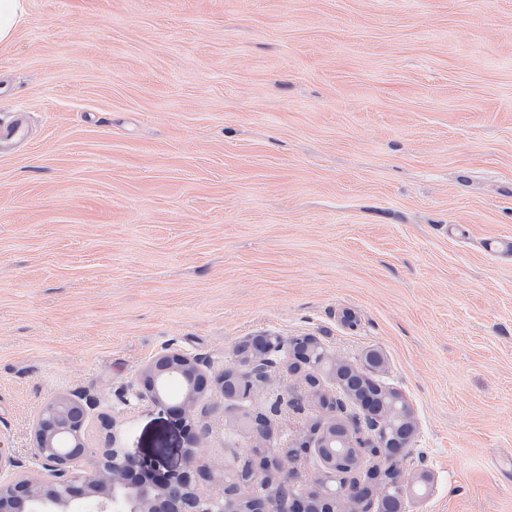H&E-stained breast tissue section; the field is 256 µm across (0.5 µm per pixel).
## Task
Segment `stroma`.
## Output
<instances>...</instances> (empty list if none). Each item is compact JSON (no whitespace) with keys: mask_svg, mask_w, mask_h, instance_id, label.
<instances>
[{"mask_svg":"<svg viewBox=\"0 0 512 512\" xmlns=\"http://www.w3.org/2000/svg\"><path fill=\"white\" fill-rule=\"evenodd\" d=\"M0 456L30 475L56 396L88 441L221 475L250 445L211 388L182 423L136 396L165 350L209 377L312 336L415 415L411 512H512V0H27L0 46ZM280 360L271 444L367 428Z\"/></svg>","mask_w":512,"mask_h":512,"instance_id":"35a3bbf8","label":"stroma"}]
</instances>
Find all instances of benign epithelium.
<instances>
[{"label":"benign epithelium","instance_id":"benign-epithelium-1","mask_svg":"<svg viewBox=\"0 0 512 512\" xmlns=\"http://www.w3.org/2000/svg\"><path fill=\"white\" fill-rule=\"evenodd\" d=\"M257 350L249 358L246 369L233 366L224 374L237 378L235 397L246 402L230 421V430L251 438L248 469L256 489L276 479L296 486L293 457L298 449L279 451L268 445L265 418L253 411L256 388L267 376L271 356L288 349L295 366L292 372L304 377L310 389L319 384L322 373L336 374L338 369L371 376L385 370L387 359L378 349L366 351L358 364L338 358L313 336H295L283 342L279 336H257ZM177 380L181 397L171 402L168 384ZM139 397H148L186 421L194 407L203 399L206 378L196 362L174 350L155 357L139 378ZM388 403L373 409L369 424L372 434H362L357 425L338 421L327 428H314L311 444L320 460V469L311 478L319 486V494L330 512H372L374 498L360 494L363 486H378L380 493L395 498V512H407V493L425 491L431 474L425 470H408L400 465L401 449L411 445L390 440L401 421L413 425V413L404 396L386 390ZM89 414L87 405L66 396L52 398L40 412L34 426L35 453L46 476L42 479L24 477L0 481V512H237V502L229 483L238 468L224 469L221 483L211 491L197 487L198 477L191 468L168 469L164 459H141L112 438L110 448H92L87 440ZM340 430L348 447L355 449L353 467L343 477H336L334 432ZM373 465L364 467L365 458ZM86 459L89 467L80 474L71 470L73 459ZM305 495H292L284 501L260 493L256 512H320L304 507Z\"/></svg>","mask_w":512,"mask_h":512}]
</instances>
